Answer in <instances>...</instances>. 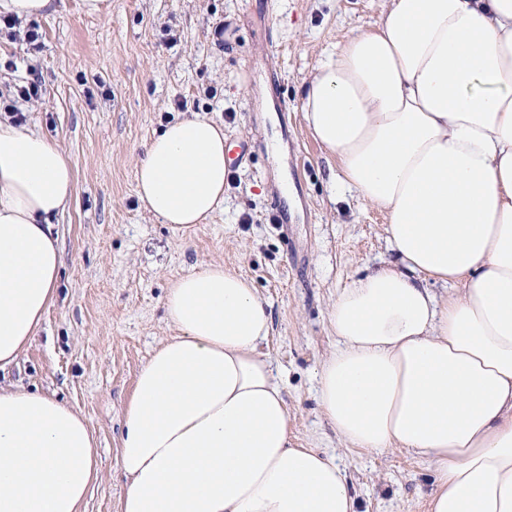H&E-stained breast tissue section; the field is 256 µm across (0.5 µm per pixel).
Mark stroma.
I'll list each match as a JSON object with an SVG mask.
<instances>
[{
	"instance_id": "1",
	"label": "stroma",
	"mask_w": 512,
	"mask_h": 512,
	"mask_svg": "<svg viewBox=\"0 0 512 512\" xmlns=\"http://www.w3.org/2000/svg\"><path fill=\"white\" fill-rule=\"evenodd\" d=\"M82 2L55 0L35 20L39 46L0 39V98L37 79L38 96L21 108L76 173L75 199L55 220L57 300L0 381L56 392L86 418L102 458L86 512H118L125 407L139 368L174 333L167 288L208 261L251 280L268 304L272 332L262 350L283 386L295 447L346 471L359 512H428L430 463L402 448H351L316 393L336 346L337 293L391 253L383 213L332 178L305 126L301 88L338 43L374 26L387 0H106L97 14ZM196 115L223 127L227 151L242 142L255 151L229 167L211 217L177 230L141 203L135 167L154 133ZM282 192L287 226L269 218Z\"/></svg>"
}]
</instances>
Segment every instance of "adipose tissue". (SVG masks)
Here are the masks:
<instances>
[{"mask_svg":"<svg viewBox=\"0 0 512 512\" xmlns=\"http://www.w3.org/2000/svg\"><path fill=\"white\" fill-rule=\"evenodd\" d=\"M302 112L341 182L384 211L393 254L332 304L324 417L352 447L429 460V512H512V0H389L305 81ZM226 175L224 129L197 116L148 142L135 180L184 228L223 201ZM75 192L53 139L0 121V371L56 301L52 220ZM164 307L177 333L126 408L120 512H358L343 470L292 445L253 284L212 261ZM99 474L82 415L0 386V512H83Z\"/></svg>","mask_w":512,"mask_h":512,"instance_id":"ef3b65f1","label":"adipose tissue"}]
</instances>
